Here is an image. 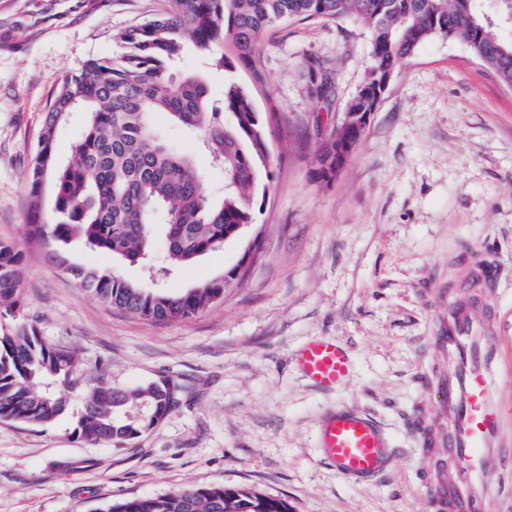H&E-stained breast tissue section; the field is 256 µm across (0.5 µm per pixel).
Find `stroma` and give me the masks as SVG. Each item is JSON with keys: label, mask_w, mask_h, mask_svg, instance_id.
<instances>
[{"label": "stroma", "mask_w": 512, "mask_h": 512, "mask_svg": "<svg viewBox=\"0 0 512 512\" xmlns=\"http://www.w3.org/2000/svg\"><path fill=\"white\" fill-rule=\"evenodd\" d=\"M173 0H0V238L25 244L32 151L64 76L114 57L120 31L170 10ZM264 86L279 120L276 177L255 224L171 276L181 292L258 256L224 300L190 319L150 323L81 291L49 252L28 253L24 313L52 342L77 349L78 379L117 388L171 381L179 403L138 440H74L78 400L52 424L0 422V512H105L112 501L185 488H247L290 512H426L415 416L439 354L430 336L432 288L453 285L458 260L485 251L501 269L498 338L512 352V90L456 39L422 43L393 78L364 136L329 182L313 169L316 118L344 111L371 66L366 33L349 22L298 21L260 43ZM334 81L316 98L309 64ZM159 134L191 155L213 197L224 173L198 136L166 117ZM64 258L151 286L147 266L88 251ZM315 336L342 343L352 378L322 392L294 363ZM340 407L373 417L396 450L394 466L356 484L316 448L322 417Z\"/></svg>", "instance_id": "stroma-1"}]
</instances>
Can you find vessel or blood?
<instances>
[{
    "label": "vessel or blood",
    "mask_w": 512,
    "mask_h": 512,
    "mask_svg": "<svg viewBox=\"0 0 512 512\" xmlns=\"http://www.w3.org/2000/svg\"><path fill=\"white\" fill-rule=\"evenodd\" d=\"M467 279L481 297L454 298L439 289L448 311L434 328L432 340L454 359L452 372H438L430 392L449 419L448 425L417 416L421 469L427 474V512H486L495 491L498 463L512 455V406L501 386L512 384V356L491 345L495 312L485 295L498 286L496 268L482 252L464 259ZM295 362L315 388L333 391L353 374L348 351L334 338L318 336L296 353ZM318 447L343 478L360 483L386 472L394 450L378 422L353 409L327 415L318 430Z\"/></svg>",
    "instance_id": "obj_1"
}]
</instances>
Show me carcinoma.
Listing matches in <instances>:
<instances>
[{
  "label": "carcinoma",
  "instance_id": "1",
  "mask_svg": "<svg viewBox=\"0 0 512 512\" xmlns=\"http://www.w3.org/2000/svg\"><path fill=\"white\" fill-rule=\"evenodd\" d=\"M489 0H174L175 8L118 35L125 52L90 59L62 80L31 158L28 194L32 221L30 249L80 239L94 252L130 263L146 259L156 236L165 242L164 270H179L239 237L263 211L274 179L271 129L273 102L260 110L256 86L263 84L261 60L254 56L266 31L295 20H347L369 35L372 68L367 81L396 74L419 45L433 38L459 39L497 79L512 85V41L498 36L496 22L484 18ZM224 52L212 66L232 72L239 61L253 85L224 82L218 105L207 84L176 69L185 45L209 54ZM313 88L329 99L333 85L312 72ZM73 112L86 115L70 155L57 156L58 128ZM201 135L205 150L224 172V196L214 199L194 160L175 152L158 134L155 118ZM323 143L316 179L329 181L336 169V138L353 131L320 127ZM57 189V215L42 217L46 181ZM166 216L154 223L155 214ZM26 251L0 239V422L45 426L67 408L63 386L79 389L76 351L56 345L23 314L21 267ZM82 291L115 311L157 323L188 319L224 300L237 278L227 271L181 293L144 288L107 271L60 260ZM82 411L71 435L91 444L122 445L148 432L151 423L127 419L129 408L148 402L165 418L177 404V387L156 385L117 389L105 382L80 389ZM106 512H289L283 500L250 489L189 488L156 497L125 498Z\"/></svg>",
  "mask_w": 512,
  "mask_h": 512
}]
</instances>
